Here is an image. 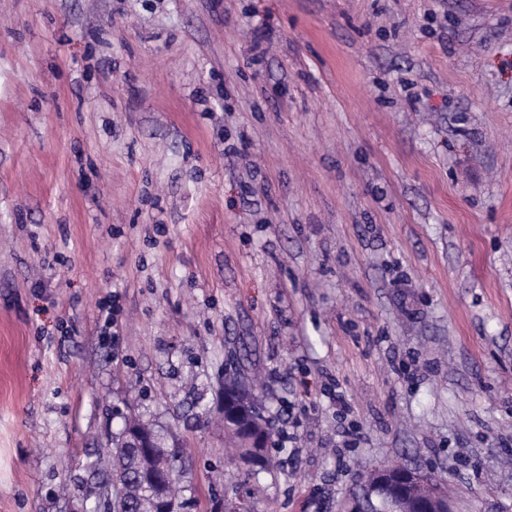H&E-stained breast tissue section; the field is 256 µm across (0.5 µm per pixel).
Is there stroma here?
<instances>
[{
    "instance_id": "1",
    "label": "stroma",
    "mask_w": 512,
    "mask_h": 512,
    "mask_svg": "<svg viewBox=\"0 0 512 512\" xmlns=\"http://www.w3.org/2000/svg\"><path fill=\"white\" fill-rule=\"evenodd\" d=\"M131 413L191 512H512V0H0V512H90ZM248 392L249 398L247 399V402L243 404L244 414L240 420V430L228 429L224 424V429L231 433L239 442V457L242 461L256 455L260 450L267 449L264 447L259 448L251 441L252 437L260 434H266L268 441L270 442L271 440V432L268 424L263 419L255 405V397L250 383ZM370 482L377 486L368 489L367 501L380 488H389L395 495L384 505L385 512H453L448 498L439 487L426 481L418 469L407 466L385 467L376 472ZM366 508H362L363 510Z\"/></svg>"
}]
</instances>
